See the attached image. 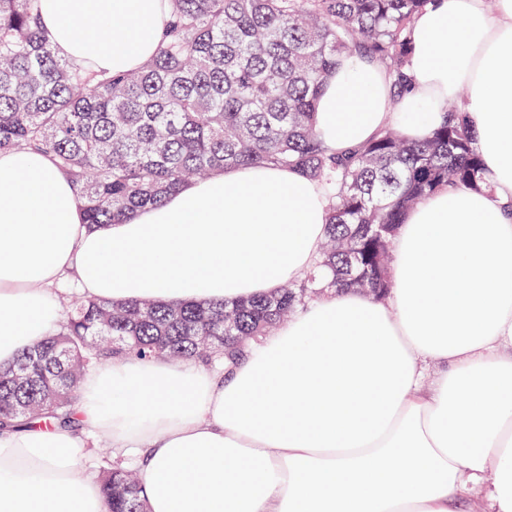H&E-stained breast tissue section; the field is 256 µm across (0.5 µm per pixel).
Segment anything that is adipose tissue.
I'll list each match as a JSON object with an SVG mask.
<instances>
[{
    "mask_svg": "<svg viewBox=\"0 0 512 512\" xmlns=\"http://www.w3.org/2000/svg\"><path fill=\"white\" fill-rule=\"evenodd\" d=\"M59 56L136 71L169 21L163 0H41ZM410 89L339 65L317 130L342 151L391 122L420 139L457 102L491 188L443 187L399 227L393 286L309 303L247 356L89 368L83 431L136 459L146 512H512V0H429L413 19ZM330 199L283 167H234L122 222L88 228L68 179L0 150V367L63 319L58 283L115 303L236 301L315 271ZM82 431L0 433V512H105L77 480Z\"/></svg>",
    "mask_w": 512,
    "mask_h": 512,
    "instance_id": "1",
    "label": "adipose tissue"
}]
</instances>
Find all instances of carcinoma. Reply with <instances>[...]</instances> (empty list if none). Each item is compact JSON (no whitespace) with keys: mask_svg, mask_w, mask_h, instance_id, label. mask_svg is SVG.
I'll return each mask as SVG.
<instances>
[{"mask_svg":"<svg viewBox=\"0 0 512 512\" xmlns=\"http://www.w3.org/2000/svg\"><path fill=\"white\" fill-rule=\"evenodd\" d=\"M427 0H168L157 53L109 75L59 57L40 0H0V149L50 160L76 189L90 228L161 204L227 168L285 165L335 190L320 267L247 301L114 304L81 297L59 330L0 370V429L35 419L75 427L85 370L128 356L223 360L325 294L385 295L405 213L437 188L489 185L457 106L428 136L397 125L343 153L316 130L318 98L345 59L386 68L407 89V30ZM106 512H145L131 469L98 460Z\"/></svg>","mask_w":512,"mask_h":512,"instance_id":"obj_1","label":"carcinoma"}]
</instances>
